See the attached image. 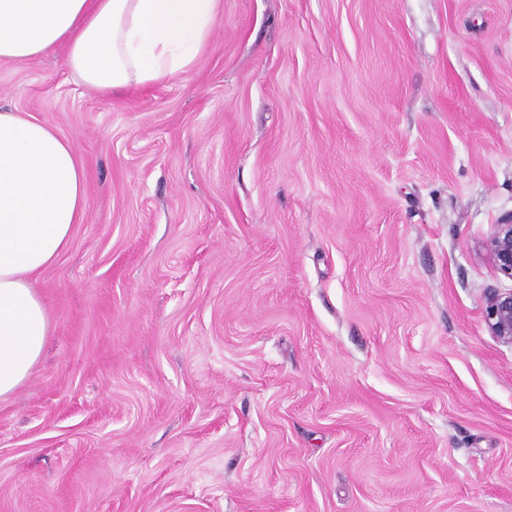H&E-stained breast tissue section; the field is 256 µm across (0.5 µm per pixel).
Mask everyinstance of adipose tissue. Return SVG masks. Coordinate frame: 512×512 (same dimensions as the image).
<instances>
[{
    "mask_svg": "<svg viewBox=\"0 0 512 512\" xmlns=\"http://www.w3.org/2000/svg\"><path fill=\"white\" fill-rule=\"evenodd\" d=\"M220 0H0V62L65 48L103 95L168 82L201 54ZM88 208L73 144L26 112L0 111V398L30 376L50 332L33 278L70 245Z\"/></svg>",
    "mask_w": 512,
    "mask_h": 512,
    "instance_id": "adipose-tissue-1",
    "label": "adipose tissue"
}]
</instances>
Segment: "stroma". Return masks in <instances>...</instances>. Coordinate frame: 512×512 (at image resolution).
Listing matches in <instances>:
<instances>
[{
  "label": "stroma",
  "instance_id": "1",
  "mask_svg": "<svg viewBox=\"0 0 512 512\" xmlns=\"http://www.w3.org/2000/svg\"><path fill=\"white\" fill-rule=\"evenodd\" d=\"M64 58L0 64L89 196L0 512H512V0H221L107 96ZM485 247L499 273L512 280V215L495 224ZM485 322L491 334L512 344V289H490L485 297Z\"/></svg>",
  "mask_w": 512,
  "mask_h": 512
}]
</instances>
